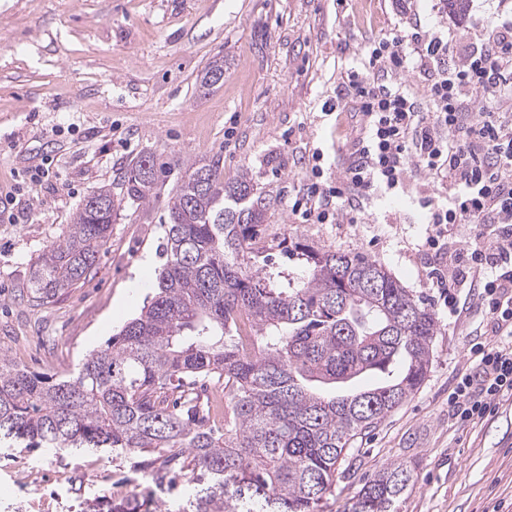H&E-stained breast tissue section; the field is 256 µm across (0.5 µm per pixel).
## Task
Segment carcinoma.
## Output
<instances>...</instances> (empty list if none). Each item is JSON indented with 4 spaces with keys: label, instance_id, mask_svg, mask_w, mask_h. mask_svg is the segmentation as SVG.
Instances as JSON below:
<instances>
[{
    "label": "carcinoma",
    "instance_id": "cac0c4a2",
    "mask_svg": "<svg viewBox=\"0 0 512 512\" xmlns=\"http://www.w3.org/2000/svg\"><path fill=\"white\" fill-rule=\"evenodd\" d=\"M224 59L199 85L222 83ZM150 157L127 173V195L149 200ZM124 197L103 187L44 250L34 298L94 270ZM270 201L252 175L224 181L219 160L187 165L169 205L165 262L140 314L52 380L0 356V445L110 451L185 460L200 485L190 512H320L357 441L422 385L438 322L431 308L360 252L267 233ZM305 260L306 274L270 271V251ZM224 386V425L190 387ZM413 481L407 462L371 475L345 512H394Z\"/></svg>",
    "mask_w": 512,
    "mask_h": 512
}]
</instances>
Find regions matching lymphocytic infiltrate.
<instances>
[{"label": "lymphocytic infiltrate", "instance_id": "lymphocytic-infiltrate-1", "mask_svg": "<svg viewBox=\"0 0 512 512\" xmlns=\"http://www.w3.org/2000/svg\"><path fill=\"white\" fill-rule=\"evenodd\" d=\"M459 42L464 57L449 64ZM410 73L422 74L427 103L403 83ZM336 106L361 117L343 174L328 181L320 162H312L291 209L319 224L340 215L355 223L364 200L397 193L409 175L446 183L447 202L419 200L432 228L427 248L448 257L431 277L452 306L456 286L475 283L493 332L508 339L472 349L473 369L448 398L458 422L484 418L512 396V19L475 35L418 24L408 34L385 37L351 70ZM455 224L467 227L466 240L449 239Z\"/></svg>", "mask_w": 512, "mask_h": 512}]
</instances>
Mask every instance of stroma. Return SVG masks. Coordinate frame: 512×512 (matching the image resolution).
<instances>
[{
  "label": "stroma",
  "mask_w": 512,
  "mask_h": 512,
  "mask_svg": "<svg viewBox=\"0 0 512 512\" xmlns=\"http://www.w3.org/2000/svg\"><path fill=\"white\" fill-rule=\"evenodd\" d=\"M512 17V0H468L465 18L444 0H0V195L20 191L17 221L0 222V354L63 378L136 317L163 262V222L189 161L219 159L225 180L250 171L269 194L268 232L361 252L423 297L438 319L432 362L418 391L342 462L322 512H344L364 481L404 460L414 485L396 512H512V398L462 426L448 396L470 371L473 344L494 343L477 289L461 286L456 312L427 276L421 196L436 179L408 178L404 193L365 200L364 219L302 222L291 211L313 153L331 175L357 126L329 111L348 68L374 41L409 22L439 30ZM224 59V83L200 75ZM154 158L147 202L126 199L93 276L37 304L34 265L101 187L126 189L141 155ZM56 176L29 183L42 157ZM120 495L144 512H182L184 488L140 479L131 460L104 453L0 448V512H86Z\"/></svg>",
  "instance_id": "35a3bbf8"
}]
</instances>
